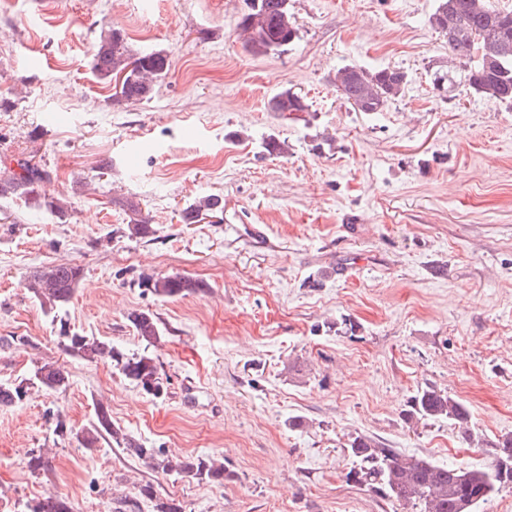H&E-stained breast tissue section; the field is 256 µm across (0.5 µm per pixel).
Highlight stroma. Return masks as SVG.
<instances>
[{
	"label": "stroma",
	"mask_w": 512,
	"mask_h": 512,
	"mask_svg": "<svg viewBox=\"0 0 512 512\" xmlns=\"http://www.w3.org/2000/svg\"><path fill=\"white\" fill-rule=\"evenodd\" d=\"M289 6L297 39L257 56L237 29L244 0H0V174L34 152L50 173L40 195L68 206L0 199V385L27 384L0 406V512L48 497L153 512L147 483L184 512H404L347 483L352 437L476 468L493 458L477 438L512 434V105L469 86L428 23L436 0ZM110 28L167 53L150 99L114 104L95 77ZM348 65L401 71L402 95L356 111L336 88ZM287 89L308 106L294 119L270 107ZM271 137L286 155L266 152ZM210 195L223 223H183ZM118 198L153 235L122 236ZM58 264L83 275L48 312L27 283ZM175 274L206 288L164 299L138 285ZM134 311L162 328L160 399L58 346L64 326L143 352ZM345 320L354 335L338 332ZM47 362L65 390L32 383ZM424 386L466 405L474 442L445 420L407 421ZM101 407L158 458L201 455L235 480L165 473L107 440L79 447ZM32 452L45 471H29Z\"/></svg>",
	"instance_id": "stroma-1"
}]
</instances>
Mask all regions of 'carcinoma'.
<instances>
[{"label":"carcinoma","mask_w":512,"mask_h":512,"mask_svg":"<svg viewBox=\"0 0 512 512\" xmlns=\"http://www.w3.org/2000/svg\"><path fill=\"white\" fill-rule=\"evenodd\" d=\"M256 11L242 14L238 25L250 23L254 34L244 41L249 52L266 55L278 51L298 38V28L289 8V0H258ZM430 26L448 33V50L457 58L473 63L467 73L469 86L477 93L502 103H512V9L498 8L488 0H438L430 15ZM168 56L162 51L132 53L125 36L110 30L100 35L93 58L92 71L96 78L112 82L124 74L114 86L112 102L135 103L151 97L156 83L166 77ZM338 91L360 112H381L398 98L404 89L405 76L396 69L369 70L349 65L338 71ZM275 112H304L303 98L289 90L277 94L271 102ZM17 169L7 179H0V198L15 197L34 200L38 185L49 178L48 171L34 161V156L15 159ZM129 215L128 236L146 238L154 233L151 218L142 214L139 204L126 201ZM224 214L221 199L208 196L190 206L182 215L186 224H198L208 217ZM82 276L78 266L60 264L36 271L29 288L42 307L54 309L68 303ZM140 286L162 298L182 297L206 288L202 281L183 275L146 277ZM128 320L135 328L145 348L156 347L161 341V329L154 315L134 311ZM59 347L66 354L87 362L110 358L121 374L143 392L155 398L167 393L159 376L154 358L143 353L125 355L112 344L94 336L63 333ZM37 383L48 390L67 386V375L55 363H44L34 373ZM408 418L413 420H447L464 427L469 411L448 392L427 386L412 397ZM111 437L117 447L141 459L152 460V449L112 425L106 409L96 413V422L76 433L80 447L92 450L101 440ZM492 447L490 464L462 469L438 464L426 458L407 455L395 448H384L373 440L357 435L349 444L355 465L345 478L349 483L396 501L411 512H478L500 489L512 485V435L501 437ZM162 470L182 477L206 480L222 485L233 479L231 471L199 455H188L177 462H161ZM140 495L156 500V512H182L181 505L170 500H158L153 485L147 483ZM27 512H70L61 499L45 498L27 504Z\"/></svg>","instance_id":"1"}]
</instances>
